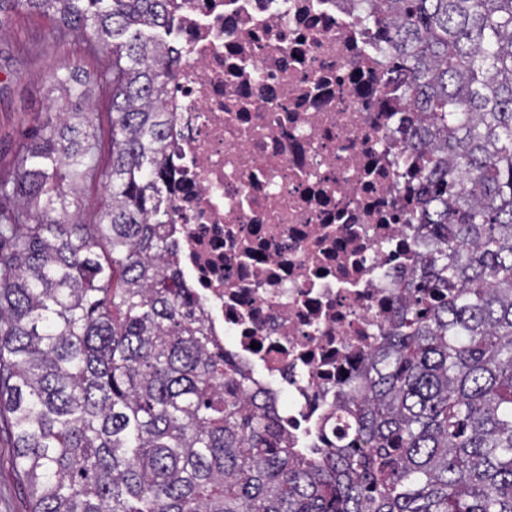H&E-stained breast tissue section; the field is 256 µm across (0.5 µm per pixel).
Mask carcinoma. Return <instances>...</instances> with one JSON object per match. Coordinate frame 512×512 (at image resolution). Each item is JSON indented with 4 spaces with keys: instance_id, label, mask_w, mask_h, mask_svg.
Returning a JSON list of instances; mask_svg holds the SVG:
<instances>
[{
    "instance_id": "carcinoma-1",
    "label": "carcinoma",
    "mask_w": 512,
    "mask_h": 512,
    "mask_svg": "<svg viewBox=\"0 0 512 512\" xmlns=\"http://www.w3.org/2000/svg\"><path fill=\"white\" fill-rule=\"evenodd\" d=\"M177 0H0L108 52L112 158L86 82L0 178V436L29 512H512V0H378L424 116L438 247L344 382L336 446L288 447L208 336L165 218L160 30ZM110 201L83 218L82 181Z\"/></svg>"
}]
</instances>
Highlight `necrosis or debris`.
Returning a JSON list of instances; mask_svg holds the SVG:
<instances>
[{
    "label": "necrosis or debris",
    "instance_id": "1",
    "mask_svg": "<svg viewBox=\"0 0 512 512\" xmlns=\"http://www.w3.org/2000/svg\"><path fill=\"white\" fill-rule=\"evenodd\" d=\"M164 193L179 275L292 448L336 441L339 384L436 240L364 0H180Z\"/></svg>",
    "mask_w": 512,
    "mask_h": 512
}]
</instances>
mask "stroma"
<instances>
[{
	"mask_svg": "<svg viewBox=\"0 0 512 512\" xmlns=\"http://www.w3.org/2000/svg\"><path fill=\"white\" fill-rule=\"evenodd\" d=\"M105 63V54L89 53L83 38L73 34L60 37L51 20L13 15L0 30V177L11 174L21 135L36 128L41 112L50 106L70 110V102L53 79L54 73L66 66L79 67L90 78L92 120L97 130L95 162L101 168L110 162L112 94L95 82ZM0 512H28L27 495L15 483L13 450L1 440Z\"/></svg>",
	"mask_w": 512,
	"mask_h": 512,
	"instance_id": "obj_1",
	"label": "stroma"
}]
</instances>
